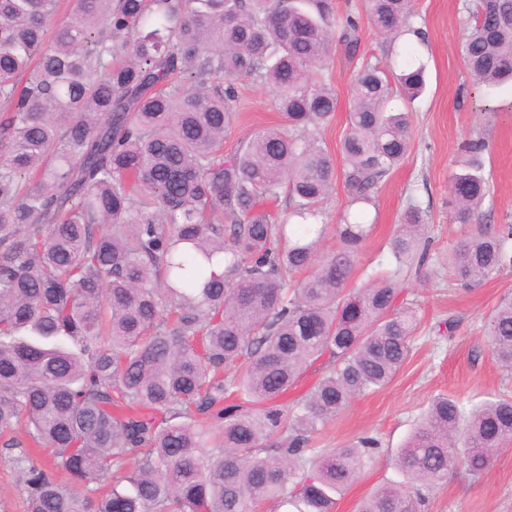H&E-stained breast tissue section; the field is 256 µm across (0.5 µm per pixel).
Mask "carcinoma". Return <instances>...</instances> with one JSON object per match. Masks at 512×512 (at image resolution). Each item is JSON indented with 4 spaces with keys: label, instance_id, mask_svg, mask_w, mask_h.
<instances>
[{
    "label": "carcinoma",
    "instance_id": "carcinoma-1",
    "mask_svg": "<svg viewBox=\"0 0 512 512\" xmlns=\"http://www.w3.org/2000/svg\"><path fill=\"white\" fill-rule=\"evenodd\" d=\"M374 27L411 30L412 0H365ZM460 57L477 85L512 80V0H465ZM0 0V446L17 448L27 512H333L378 440L317 451L313 438L357 396L386 387L422 317L402 285L428 279L430 237L409 206L388 273L354 283L371 225L345 211L336 249L321 204L341 182L371 205L407 156L424 90L407 59L364 63L349 89L335 160L321 126L335 91L316 77L334 41L356 51L358 22L328 0ZM273 87L288 128L224 156L234 80ZM488 142L459 147L453 218H482L448 253L472 286L512 269V219L481 211ZM288 198L292 224L260 204ZM487 346L512 371V300ZM329 370L291 406L301 373ZM23 428L30 441L12 436ZM512 442V396L441 394L396 456L409 482L478 476ZM49 448L65 479L29 445ZM112 479V490L98 485ZM404 485L358 512H421Z\"/></svg>",
    "mask_w": 512,
    "mask_h": 512
}]
</instances>
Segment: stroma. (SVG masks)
I'll return each mask as SVG.
<instances>
[{"mask_svg": "<svg viewBox=\"0 0 512 512\" xmlns=\"http://www.w3.org/2000/svg\"><path fill=\"white\" fill-rule=\"evenodd\" d=\"M463 0H413L411 23L421 37L397 39L380 34L368 19L363 0H330L334 12L350 11L359 19L360 47L348 53L334 44L322 70L336 91L334 117L321 130L326 149L337 153L347 130L349 86L363 63L381 67L402 64L406 56L424 63L425 92L409 106L411 147L402 162L378 186L375 205L364 207V222L374 229L360 264L377 267L409 205L420 207L432 237V251L447 257L470 237L474 225L453 222L448 205V178L459 145L483 137L489 143L485 170L491 195L485 202L494 218L512 214V84L474 85L457 52L465 16ZM238 117L224 136V152L232 154L256 132L280 125L282 118L272 88L250 77L238 78ZM421 306V329L410 359L385 388L354 398L318 435L314 448L341 447L357 437L376 436L380 448L372 464L336 498L334 512H356L358 503L388 483H403L394 456L418 424L430 400L448 394L476 402L498 393L512 395V373L503 370L485 342L489 317L502 301L512 299V270L466 288L440 267L428 283L411 281L406 290ZM453 322L452 335L438 326ZM422 512H512V445L502 448L482 478L464 469L448 473L428 486L418 484Z\"/></svg>", "mask_w": 512, "mask_h": 512, "instance_id": "stroma-1", "label": "stroma"}]
</instances>
